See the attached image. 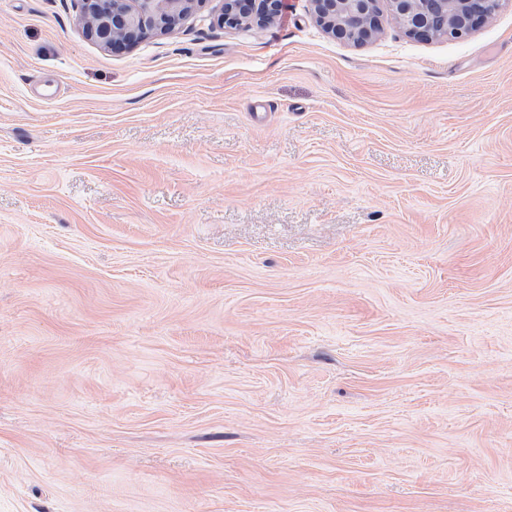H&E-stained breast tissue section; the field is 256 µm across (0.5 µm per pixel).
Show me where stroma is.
<instances>
[{
    "instance_id": "obj_1",
    "label": "stroma",
    "mask_w": 512,
    "mask_h": 512,
    "mask_svg": "<svg viewBox=\"0 0 512 512\" xmlns=\"http://www.w3.org/2000/svg\"><path fill=\"white\" fill-rule=\"evenodd\" d=\"M219 6L0 0V512H512V0ZM86 37L107 49L173 31L205 0H79ZM283 0H221L224 27L263 26L280 12ZM404 33L416 40L462 39L487 23L506 0H310L328 34L360 45L379 30L380 3Z\"/></svg>"
}]
</instances>
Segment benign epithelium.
Masks as SVG:
<instances>
[{
	"mask_svg": "<svg viewBox=\"0 0 512 512\" xmlns=\"http://www.w3.org/2000/svg\"><path fill=\"white\" fill-rule=\"evenodd\" d=\"M86 37L107 49L133 47L150 35L173 31L205 0H79ZM404 33L416 40L462 39L487 23L505 0H310L318 25L328 34L360 45L379 30L380 3ZM282 0H222L228 28L263 26Z\"/></svg>",
	"mask_w": 512,
	"mask_h": 512,
	"instance_id": "7a95c632",
	"label": "benign epithelium"
}]
</instances>
